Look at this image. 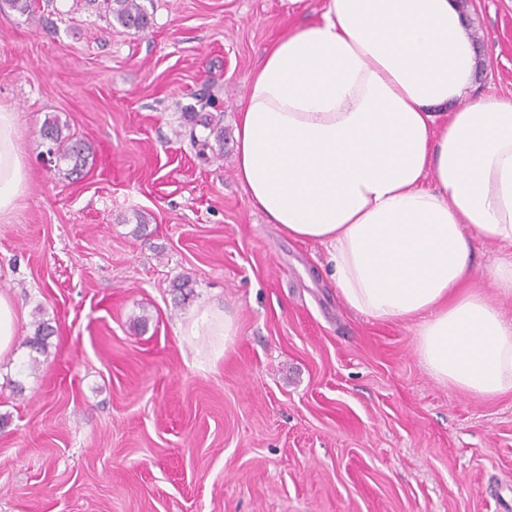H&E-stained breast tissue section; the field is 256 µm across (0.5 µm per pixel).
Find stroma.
<instances>
[{
	"label": "stroma",
	"mask_w": 512,
	"mask_h": 512,
	"mask_svg": "<svg viewBox=\"0 0 512 512\" xmlns=\"http://www.w3.org/2000/svg\"><path fill=\"white\" fill-rule=\"evenodd\" d=\"M324 4L148 0L142 30L104 0L0 8V110L27 171L0 216V293L19 336L55 329L0 360V512H512V392L436 380L413 323L348 309L325 248L267 223L235 176L251 72ZM466 10V103L511 96L512 0ZM218 114L223 156H199ZM50 116L90 144L81 177L48 164ZM501 254L475 241V284L512 317L485 275ZM215 309L237 325L220 355L181 333Z\"/></svg>",
	"instance_id": "obj_1"
}]
</instances>
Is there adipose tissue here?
<instances>
[{
	"label": "adipose tissue",
	"mask_w": 512,
	"mask_h": 512,
	"mask_svg": "<svg viewBox=\"0 0 512 512\" xmlns=\"http://www.w3.org/2000/svg\"><path fill=\"white\" fill-rule=\"evenodd\" d=\"M478 60L455 0H326L253 70L235 175L291 237L325 246L346 306L416 323L428 372L481 397L512 390V319L471 290L481 239L512 297V97L462 107ZM26 182L0 111V215Z\"/></svg>",
	"instance_id": "obj_1"
}]
</instances>
